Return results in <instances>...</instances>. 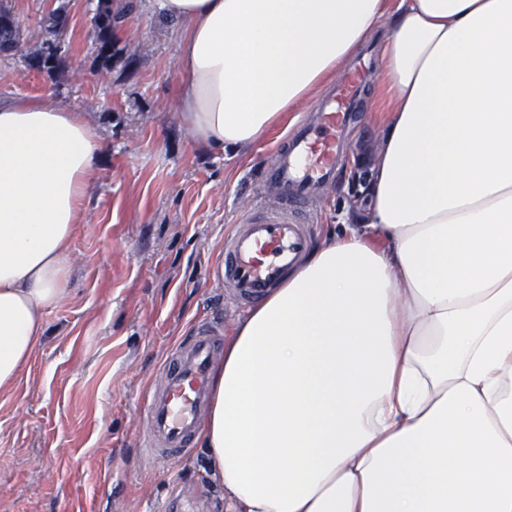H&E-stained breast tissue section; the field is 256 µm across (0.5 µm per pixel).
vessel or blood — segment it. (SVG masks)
Masks as SVG:
<instances>
[{
  "instance_id": "obj_1",
  "label": "vessel or blood",
  "mask_w": 512,
  "mask_h": 512,
  "mask_svg": "<svg viewBox=\"0 0 512 512\" xmlns=\"http://www.w3.org/2000/svg\"><path fill=\"white\" fill-rule=\"evenodd\" d=\"M360 82V72L349 73L314 117L296 121L260 169L258 188L278 198L279 205L255 206L234 224L224 241V269L217 274L240 304L261 300L309 249L317 219L313 202L343 161V134ZM220 346L217 327L206 321L170 347L161 364L162 381L143 403L145 446L152 457L172 461L188 455Z\"/></svg>"
}]
</instances>
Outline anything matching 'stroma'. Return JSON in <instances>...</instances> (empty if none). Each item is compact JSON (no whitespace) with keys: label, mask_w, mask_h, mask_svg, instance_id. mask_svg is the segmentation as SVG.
Segmentation results:
<instances>
[{"label":"stroma","mask_w":512,"mask_h":512,"mask_svg":"<svg viewBox=\"0 0 512 512\" xmlns=\"http://www.w3.org/2000/svg\"><path fill=\"white\" fill-rule=\"evenodd\" d=\"M118 2L128 12L106 69L92 38L96 0H8L22 40L0 57V100L46 99L87 113L104 159L73 241L70 296L47 312L19 383L0 390V512H155L174 489L183 495L177 512H225L205 448L177 462L147 457L143 396L196 320L213 318L228 335L243 318L212 269L287 129L235 156L194 143L178 120L180 23L153 0ZM60 5L61 66L27 69L45 15ZM377 72L366 74L348 159L322 192L315 239L367 219L364 187L380 145Z\"/></svg>","instance_id":"stroma-1"}]
</instances>
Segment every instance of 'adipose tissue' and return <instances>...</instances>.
I'll use <instances>...</instances> for the list:
<instances>
[{"mask_svg": "<svg viewBox=\"0 0 512 512\" xmlns=\"http://www.w3.org/2000/svg\"><path fill=\"white\" fill-rule=\"evenodd\" d=\"M183 31L178 117L237 154L380 22L369 222L251 306L198 437L226 512H512V0H154ZM103 144L0 104V389L68 296Z\"/></svg>", "mask_w": 512, "mask_h": 512, "instance_id": "ef3b65f1", "label": "adipose tissue"}]
</instances>
